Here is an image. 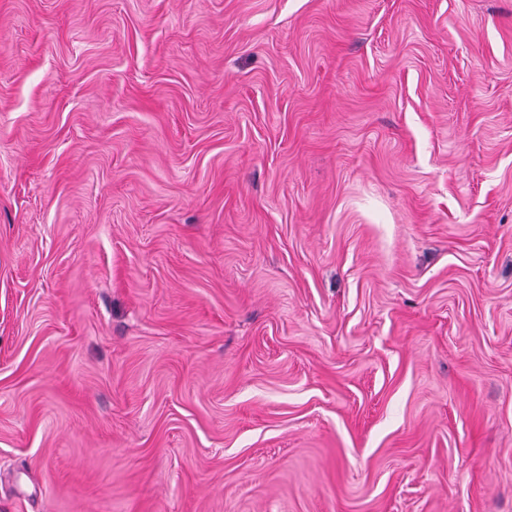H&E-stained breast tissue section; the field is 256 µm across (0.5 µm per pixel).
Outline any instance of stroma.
Masks as SVG:
<instances>
[{"label":"stroma","instance_id":"35a3bbf8","mask_svg":"<svg viewBox=\"0 0 512 512\" xmlns=\"http://www.w3.org/2000/svg\"><path fill=\"white\" fill-rule=\"evenodd\" d=\"M0 512H512V0H0Z\"/></svg>","mask_w":512,"mask_h":512}]
</instances>
